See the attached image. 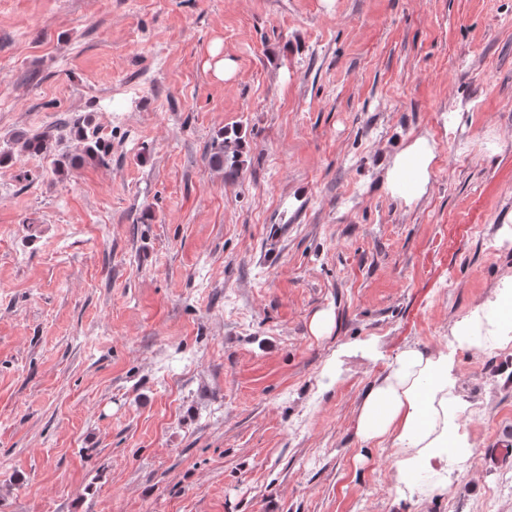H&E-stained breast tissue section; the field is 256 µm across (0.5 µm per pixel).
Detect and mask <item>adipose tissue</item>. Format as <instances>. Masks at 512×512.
<instances>
[{"instance_id": "obj_1", "label": "adipose tissue", "mask_w": 512, "mask_h": 512, "mask_svg": "<svg viewBox=\"0 0 512 512\" xmlns=\"http://www.w3.org/2000/svg\"><path fill=\"white\" fill-rule=\"evenodd\" d=\"M434 157L424 137L397 152L386 173L389 191L409 203L421 198ZM511 347L512 276H506L486 301L453 324L444 347L433 352L405 347L371 387L358 414L357 434L365 441L390 442L401 493L420 490L424 474L430 475L432 489L452 488L475 467L477 444L463 423L469 404L459 392L456 352Z\"/></svg>"}]
</instances>
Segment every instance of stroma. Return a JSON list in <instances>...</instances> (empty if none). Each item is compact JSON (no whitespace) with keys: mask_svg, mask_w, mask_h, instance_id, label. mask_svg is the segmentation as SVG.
Here are the masks:
<instances>
[{"mask_svg":"<svg viewBox=\"0 0 512 512\" xmlns=\"http://www.w3.org/2000/svg\"><path fill=\"white\" fill-rule=\"evenodd\" d=\"M87 114L108 165L0 164V512H512V349L451 489L356 427L512 274V0H0V145ZM241 143L238 140L224 138V132L213 142L209 157L210 164L217 169H234L239 166L241 160ZM434 157V146L425 137L397 152L386 173L389 191L407 203L421 198L429 183V169Z\"/></svg>","mask_w":512,"mask_h":512,"instance_id":"stroma-1","label":"stroma"}]
</instances>
